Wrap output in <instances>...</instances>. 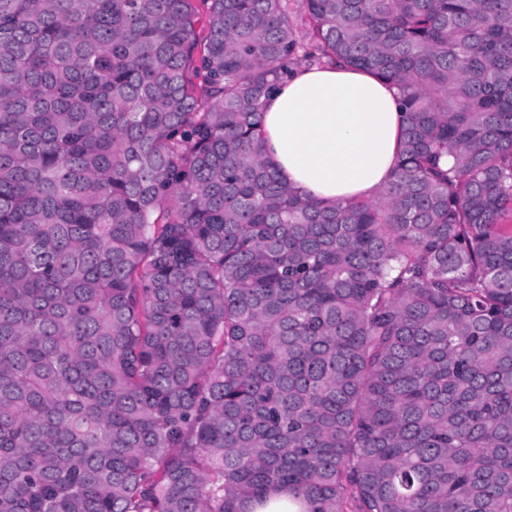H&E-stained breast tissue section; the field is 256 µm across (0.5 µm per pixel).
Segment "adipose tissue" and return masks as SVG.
<instances>
[{
  "instance_id": "obj_1",
  "label": "adipose tissue",
  "mask_w": 512,
  "mask_h": 512,
  "mask_svg": "<svg viewBox=\"0 0 512 512\" xmlns=\"http://www.w3.org/2000/svg\"><path fill=\"white\" fill-rule=\"evenodd\" d=\"M398 94L374 73L345 65L302 66L266 99L263 133L280 177L311 197H377L400 148Z\"/></svg>"
}]
</instances>
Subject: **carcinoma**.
<instances>
[{
    "mask_svg": "<svg viewBox=\"0 0 512 512\" xmlns=\"http://www.w3.org/2000/svg\"><path fill=\"white\" fill-rule=\"evenodd\" d=\"M314 60L376 199L267 154ZM509 211L512 0H0V512H512ZM404 112L374 73L345 65L295 68L266 99L263 133L279 176L316 199H370L389 182Z\"/></svg>",
    "mask_w": 512,
    "mask_h": 512,
    "instance_id": "obj_1",
    "label": "carcinoma"
}]
</instances>
